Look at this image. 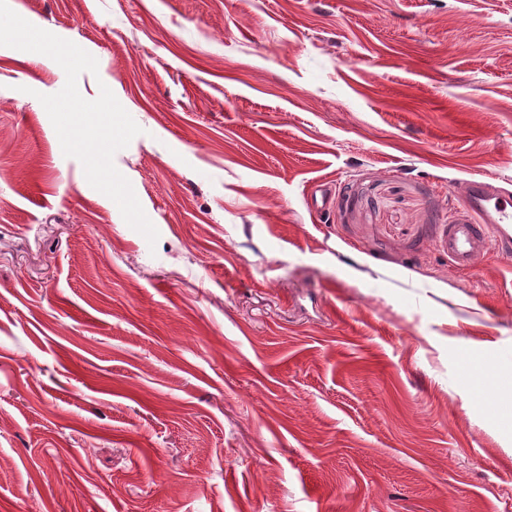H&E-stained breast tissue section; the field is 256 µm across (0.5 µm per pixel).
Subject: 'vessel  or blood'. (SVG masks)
Returning <instances> with one entry per match:
<instances>
[{
  "label": "vessel or blood",
  "instance_id": "1",
  "mask_svg": "<svg viewBox=\"0 0 512 512\" xmlns=\"http://www.w3.org/2000/svg\"><path fill=\"white\" fill-rule=\"evenodd\" d=\"M462 203L469 219L444 225L437 238L453 267L471 269L490 250L511 256L512 191L473 178L466 183Z\"/></svg>",
  "mask_w": 512,
  "mask_h": 512
}]
</instances>
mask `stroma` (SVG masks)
Returning a JSON list of instances; mask_svg holds the SVG:
<instances>
[{
    "mask_svg": "<svg viewBox=\"0 0 512 512\" xmlns=\"http://www.w3.org/2000/svg\"><path fill=\"white\" fill-rule=\"evenodd\" d=\"M9 5L141 127L159 238L0 46V512H512V257L436 247L512 190V0Z\"/></svg>",
    "mask_w": 512,
    "mask_h": 512,
    "instance_id": "1",
    "label": "stroma"
}]
</instances>
